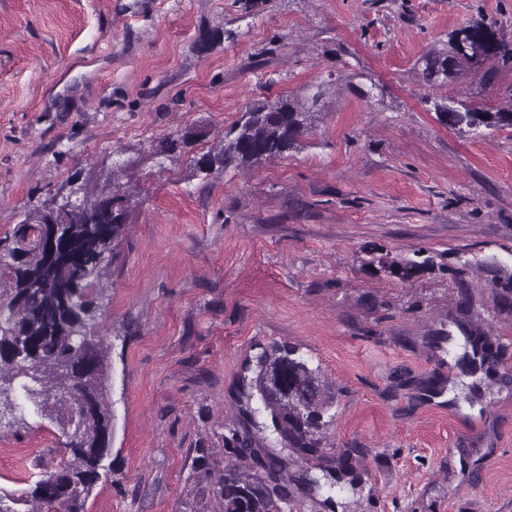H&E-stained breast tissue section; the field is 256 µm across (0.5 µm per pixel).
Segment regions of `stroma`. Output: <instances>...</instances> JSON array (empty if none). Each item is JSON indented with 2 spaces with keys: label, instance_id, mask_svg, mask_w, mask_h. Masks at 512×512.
<instances>
[{
  "label": "stroma",
  "instance_id": "obj_1",
  "mask_svg": "<svg viewBox=\"0 0 512 512\" xmlns=\"http://www.w3.org/2000/svg\"><path fill=\"white\" fill-rule=\"evenodd\" d=\"M480 19L512 43V0H0V237L76 169L191 125L198 156L248 101L317 99L287 156L205 180L185 157L135 169L97 297L112 471L84 512H219L224 437L283 343L335 392L302 512H512V382L472 397L462 337L431 342L463 317L512 350V126L478 137L432 106L512 109V67L433 87L417 66ZM418 251L432 263L411 278L385 271ZM64 443L34 414L1 430L0 487ZM344 452L358 480L330 484Z\"/></svg>",
  "mask_w": 512,
  "mask_h": 512
}]
</instances>
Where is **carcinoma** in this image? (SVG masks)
Wrapping results in <instances>:
<instances>
[{"instance_id":"carcinoma-1","label":"carcinoma","mask_w":512,"mask_h":512,"mask_svg":"<svg viewBox=\"0 0 512 512\" xmlns=\"http://www.w3.org/2000/svg\"><path fill=\"white\" fill-rule=\"evenodd\" d=\"M467 43V51L459 48ZM449 49L421 57L425 80L442 86L460 67L483 70L491 80L493 64L512 65V44L495 36L484 21L452 31ZM440 121L464 125L481 134L485 129L512 125L511 112H480L453 98L434 102ZM314 128L313 113L301 100L280 96L275 101L249 103L210 149L191 167L205 176L229 169H247L282 156ZM191 144L172 134L151 146L149 158L162 161L186 151ZM130 163L80 177L84 206L75 209L46 199L24 215L12 235L0 237V418L5 426L25 423V411L57 422L67 437L71 460L45 471L28 492H0V512H18L16 505L38 503L30 512H83L95 484L110 471L112 408L108 400L109 365L96 335V287L103 266L117 257L133 198ZM464 338L458 358L462 371L473 378L474 392L484 380H499L505 346L480 328L457 323ZM319 367L283 345L263 354L249 382V397L260 407L244 412L242 429L224 437L235 457L224 465L213 496L220 512H300L288 489L284 470L288 459L302 462L319 453L323 429L332 422V402ZM80 411L74 430L67 416ZM264 412L257 422L254 412ZM271 430L283 457L260 444L252 430ZM248 455L258 467L250 473L238 465Z\"/></svg>"}]
</instances>
